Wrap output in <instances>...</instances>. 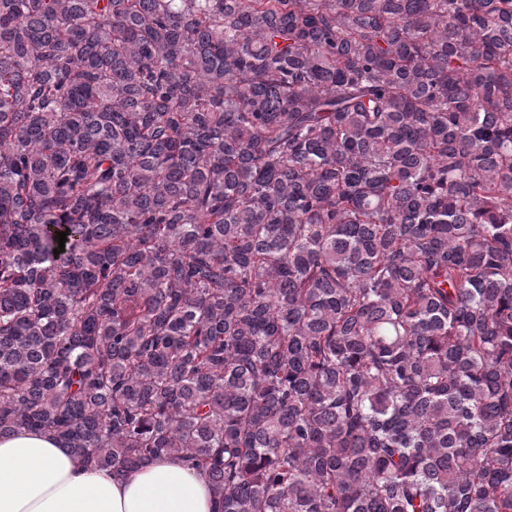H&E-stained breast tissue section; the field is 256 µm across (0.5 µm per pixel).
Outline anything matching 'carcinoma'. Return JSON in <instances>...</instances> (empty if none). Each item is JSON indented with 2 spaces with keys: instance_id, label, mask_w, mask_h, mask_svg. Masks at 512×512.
<instances>
[{
  "instance_id": "carcinoma-1",
  "label": "carcinoma",
  "mask_w": 512,
  "mask_h": 512,
  "mask_svg": "<svg viewBox=\"0 0 512 512\" xmlns=\"http://www.w3.org/2000/svg\"><path fill=\"white\" fill-rule=\"evenodd\" d=\"M20 430L222 512H512V0H0Z\"/></svg>"
}]
</instances>
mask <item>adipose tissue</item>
Masks as SVG:
<instances>
[{
	"label": "adipose tissue",
	"mask_w": 512,
	"mask_h": 512,
	"mask_svg": "<svg viewBox=\"0 0 512 512\" xmlns=\"http://www.w3.org/2000/svg\"><path fill=\"white\" fill-rule=\"evenodd\" d=\"M0 512H217L206 477L168 456L135 470L104 469L50 434L0 438Z\"/></svg>",
	"instance_id": "1"
}]
</instances>
